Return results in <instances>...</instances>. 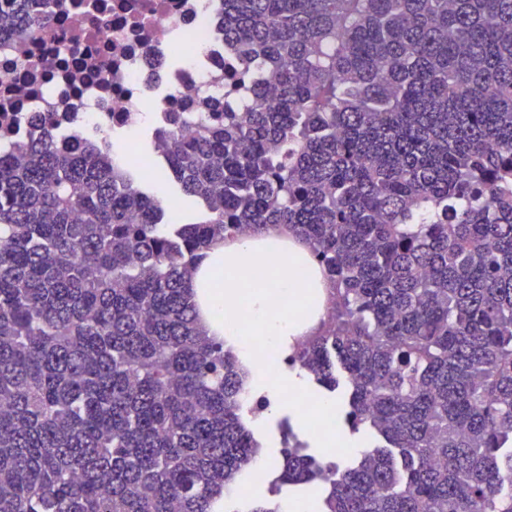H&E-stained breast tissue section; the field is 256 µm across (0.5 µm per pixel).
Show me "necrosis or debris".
<instances>
[{
    "mask_svg": "<svg viewBox=\"0 0 512 512\" xmlns=\"http://www.w3.org/2000/svg\"><path fill=\"white\" fill-rule=\"evenodd\" d=\"M223 0H65L33 37L0 39V132L27 133L30 112L55 116L66 142L137 127L155 99L165 108L224 86ZM189 54L178 67L175 44Z\"/></svg>",
    "mask_w": 512,
    "mask_h": 512,
    "instance_id": "necrosis-or-debris-1",
    "label": "necrosis or debris"
}]
</instances>
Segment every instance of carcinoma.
Returning <instances> with one entry per match:
<instances>
[{
	"mask_svg": "<svg viewBox=\"0 0 512 512\" xmlns=\"http://www.w3.org/2000/svg\"><path fill=\"white\" fill-rule=\"evenodd\" d=\"M0 0V37L44 7ZM239 107L152 132L199 222L113 142L0 149V512H229L249 372L197 321L216 240L292 230L333 306L286 363L383 446L344 469L281 425L319 512H512V0H224ZM148 189L151 193L162 199L165 204H169L171 201L175 202L176 199L182 200L186 204V213L181 218L195 219L197 207L194 199L183 195L177 186L160 178L157 181H153Z\"/></svg>",
	"mask_w": 512,
	"mask_h": 512,
	"instance_id": "carcinoma-1",
	"label": "carcinoma"
}]
</instances>
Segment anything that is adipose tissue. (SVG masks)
<instances>
[{"label":"adipose tissue","mask_w":512,"mask_h":512,"mask_svg":"<svg viewBox=\"0 0 512 512\" xmlns=\"http://www.w3.org/2000/svg\"><path fill=\"white\" fill-rule=\"evenodd\" d=\"M266 270L255 279V270ZM191 288L209 334L225 336L251 371V392H273L272 356L323 321L332 285L292 232H258L203 250Z\"/></svg>","instance_id":"obj_1"}]
</instances>
